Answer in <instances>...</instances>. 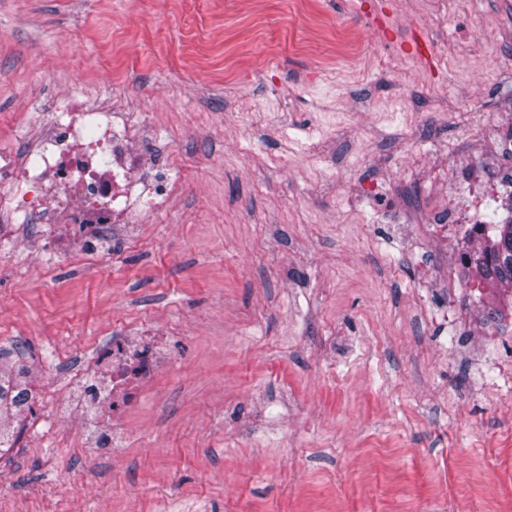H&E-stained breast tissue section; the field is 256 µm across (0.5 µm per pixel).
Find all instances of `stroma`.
Here are the masks:
<instances>
[{
	"label": "stroma",
	"mask_w": 512,
	"mask_h": 512,
	"mask_svg": "<svg viewBox=\"0 0 512 512\" xmlns=\"http://www.w3.org/2000/svg\"><path fill=\"white\" fill-rule=\"evenodd\" d=\"M69 90L180 192L96 258L0 249L42 417L0 512H512V305L431 228L506 161L512 0H0V151ZM112 335L164 357L114 450L60 376Z\"/></svg>",
	"instance_id": "obj_1"
}]
</instances>
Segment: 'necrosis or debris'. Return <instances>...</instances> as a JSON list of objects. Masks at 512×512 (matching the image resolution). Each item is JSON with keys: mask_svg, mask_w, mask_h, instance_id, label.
<instances>
[{"mask_svg": "<svg viewBox=\"0 0 512 512\" xmlns=\"http://www.w3.org/2000/svg\"><path fill=\"white\" fill-rule=\"evenodd\" d=\"M37 121L45 131L40 141L19 153L0 151V242H15L21 225L33 224L41 251L98 254L126 210L132 171L148 163L143 141L116 122L108 100L70 94L62 113ZM480 210L476 198L449 196L436 227L480 237ZM161 365L157 347L116 336L85 361L70 385L84 387L88 404L108 407L120 418L154 383Z\"/></svg>", "mask_w": 512, "mask_h": 512, "instance_id": "obj_1", "label": "necrosis or debris"}]
</instances>
